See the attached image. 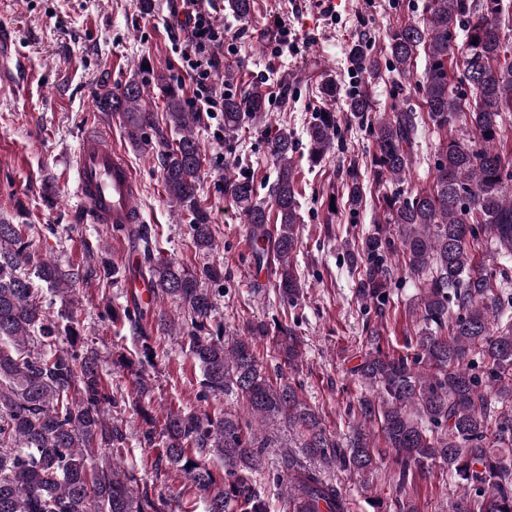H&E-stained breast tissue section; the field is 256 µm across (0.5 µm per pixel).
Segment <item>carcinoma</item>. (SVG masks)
I'll return each instance as SVG.
<instances>
[{
    "instance_id": "carcinoma-1",
    "label": "carcinoma",
    "mask_w": 512,
    "mask_h": 512,
    "mask_svg": "<svg viewBox=\"0 0 512 512\" xmlns=\"http://www.w3.org/2000/svg\"><path fill=\"white\" fill-rule=\"evenodd\" d=\"M386 40L382 63L364 45L351 47L348 62L358 80L345 105L372 131L374 179L386 222L399 230L403 264L388 261L393 244L380 224L348 253L349 264L357 298L379 303L380 316L394 271L404 266L423 276L422 326L412 354L384 352L376 329L366 330L365 352L350 373L379 395L358 400L348 437L330 433L297 384L275 381L265 371L256 350L261 339L288 369L299 368L305 350L296 330L286 322L249 320L239 335H224L213 316L215 295L200 286L203 279H221L220 269L196 270L158 257L145 224L122 229L140 248L138 273L151 282L154 299L166 298L183 310L184 321L154 314L151 304L112 315L124 319L136 341L135 352L112 354V372L133 378V393L112 389L97 349L80 336L74 319L49 317L33 281L21 274L31 261L36 225L0 222V512H166L154 483L125 466L131 434L110 409L128 403L143 416L139 443L159 449L156 470L182 473L206 498L207 512H268L257 477L271 443L261 427L281 421L315 461L304 465L288 458V512H349L346 492L324 469L337 465L364 478L373 474L380 457L375 427L392 456L399 491L438 461L465 481L452 512H512V463L496 451L498 444L512 445V411L498 408L491 397L493 391L512 394V325L491 327L494 313L512 307V275L478 269L473 254L487 234L502 254L512 255V196L506 194L512 161L500 149L512 113V3L428 0L423 17L388 30ZM421 51L426 63L419 89L433 129L448 131L462 113L475 137L446 136L435 154L432 188L404 196L387 187L404 183L412 167L419 116L401 106L383 117L371 115V88L383 66L411 73ZM155 81L165 92L166 117L180 134L173 145L159 144L165 191L190 216L196 250L211 252V218L198 204L203 159L194 128L200 115L186 108L182 90L166 76ZM98 103L121 113L130 142L146 144L154 114L142 82L129 81L119 94L105 86ZM266 111L259 94L224 97V133L234 135L245 119ZM337 128L335 110L312 112L307 137L314 160L334 149ZM269 149L278 169L271 189L276 237L268 236L272 215L254 198L250 179H224V196L246 215L254 263L275 255L278 291L292 301L300 288L292 262L299 219L294 142L280 133ZM342 189L348 208H359L364 184L356 165L348 167ZM35 271L63 294L73 292L81 278L80 271L63 272L51 260L38 262ZM153 317L165 331L178 329L200 366L198 399L231 393L246 414L180 411L156 426L144 405L151 389L146 371L158 358L146 332ZM476 355L485 363L484 378L471 372ZM212 458L223 462V470L210 467Z\"/></svg>"
}]
</instances>
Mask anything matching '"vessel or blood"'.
Returning a JSON list of instances; mask_svg holds the SVG:
<instances>
[{"mask_svg": "<svg viewBox=\"0 0 512 512\" xmlns=\"http://www.w3.org/2000/svg\"><path fill=\"white\" fill-rule=\"evenodd\" d=\"M76 194L93 223L139 224L138 181L110 139L85 136L76 154Z\"/></svg>", "mask_w": 512, "mask_h": 512, "instance_id": "1", "label": "vessel or blood"}]
</instances>
